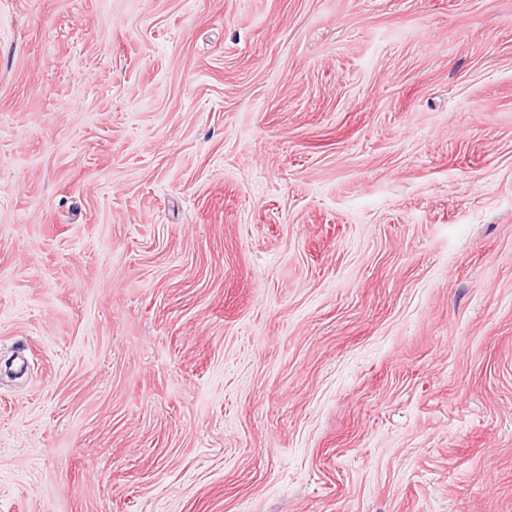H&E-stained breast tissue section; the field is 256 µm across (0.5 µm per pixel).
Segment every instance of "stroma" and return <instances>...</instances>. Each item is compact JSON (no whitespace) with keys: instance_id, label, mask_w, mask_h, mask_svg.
Segmentation results:
<instances>
[{"instance_id":"1","label":"stroma","mask_w":512,"mask_h":512,"mask_svg":"<svg viewBox=\"0 0 512 512\" xmlns=\"http://www.w3.org/2000/svg\"><path fill=\"white\" fill-rule=\"evenodd\" d=\"M0 512H512V0H0Z\"/></svg>"}]
</instances>
